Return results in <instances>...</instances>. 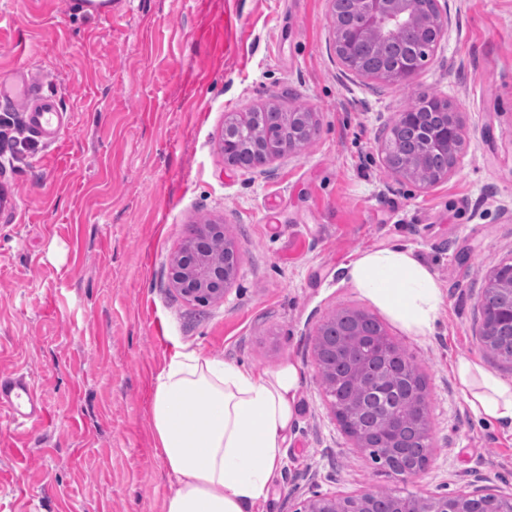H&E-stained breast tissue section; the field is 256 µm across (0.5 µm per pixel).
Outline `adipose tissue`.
Masks as SVG:
<instances>
[{"mask_svg": "<svg viewBox=\"0 0 512 512\" xmlns=\"http://www.w3.org/2000/svg\"><path fill=\"white\" fill-rule=\"evenodd\" d=\"M343 270L408 331H433L444 295L412 251H367ZM452 371L477 416L512 423V385L465 357ZM300 389V371L289 360L255 372L193 351L176 354L157 375L152 402L154 435L177 480L165 512H258L283 465Z\"/></svg>", "mask_w": 512, "mask_h": 512, "instance_id": "adipose-tissue-1", "label": "adipose tissue"}]
</instances>
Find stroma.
Listing matches in <instances>:
<instances>
[{"label":"stroma","mask_w":512,"mask_h":512,"mask_svg":"<svg viewBox=\"0 0 512 512\" xmlns=\"http://www.w3.org/2000/svg\"><path fill=\"white\" fill-rule=\"evenodd\" d=\"M447 27L407 83L349 71L330 0H0V74L32 71L69 126L0 164L21 221L0 223V375L30 374L43 422L0 410V512H163L176 481L151 430L154 384L176 352L257 372L296 362L299 413L262 512L312 492L512 496V427L476 417L460 357L512 384L480 340L487 272L512 257V0H439ZM451 100L462 159L423 187L396 182L379 145L419 92ZM300 105L318 132L264 170L228 166L229 117ZM222 223L244 261L223 300L171 285L193 225ZM413 250L445 295L433 333L410 334L343 264ZM342 309L377 318L427 385L433 449L401 480L354 447L318 382L315 327Z\"/></svg>","instance_id":"stroma-1"}]
</instances>
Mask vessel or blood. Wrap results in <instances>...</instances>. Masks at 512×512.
Listing matches in <instances>:
<instances>
[{"label": "vessel or blood", "mask_w": 512, "mask_h": 512, "mask_svg": "<svg viewBox=\"0 0 512 512\" xmlns=\"http://www.w3.org/2000/svg\"><path fill=\"white\" fill-rule=\"evenodd\" d=\"M0 103L21 108L29 138L51 144L65 132L67 121L54 95L44 93L36 76L19 70L0 78ZM21 207L16 184L0 182V220L14 221ZM0 407L19 426L39 421L43 406L32 379L23 373L0 377Z\"/></svg>", "instance_id": "b4317fda"}]
</instances>
